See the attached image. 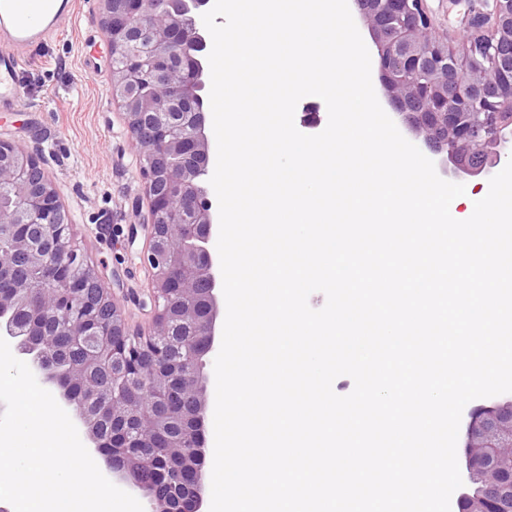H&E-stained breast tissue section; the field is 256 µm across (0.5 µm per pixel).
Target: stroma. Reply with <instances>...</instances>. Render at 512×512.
<instances>
[{"label":"stroma","mask_w":512,"mask_h":512,"mask_svg":"<svg viewBox=\"0 0 512 512\" xmlns=\"http://www.w3.org/2000/svg\"><path fill=\"white\" fill-rule=\"evenodd\" d=\"M72 24L33 49L17 108L0 112V140L38 150L72 218L75 251L99 271L131 330L154 315L147 178L123 108L112 95V55L100 0H77ZM440 40L461 47L473 12L490 0H426Z\"/></svg>","instance_id":"35a3bbf8"}]
</instances>
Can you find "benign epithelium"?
Listing matches in <instances>:
<instances>
[{"instance_id":"benign-epithelium-1","label":"benign epithelium","mask_w":512,"mask_h":512,"mask_svg":"<svg viewBox=\"0 0 512 512\" xmlns=\"http://www.w3.org/2000/svg\"><path fill=\"white\" fill-rule=\"evenodd\" d=\"M111 49H126L147 36L149 52L127 56L112 69V90L125 110L149 179L147 262L157 311L150 333L135 341L97 270L71 246V218L38 152L0 141V334L16 339L8 314L36 288L46 310L75 319L74 339L89 348L84 362L47 377L61 398L72 390L99 401L100 414L79 412L92 441L106 452L112 478L142 493L150 512H201L204 485L206 391L199 383L203 359L213 350L218 314L217 279L208 248L214 231L212 202L203 206L210 163L206 114L200 94L199 56L211 46L197 23L209 0H101ZM426 0H355L378 51L379 79L388 104L423 136L434 154L448 156L455 171L480 176L512 152V0L469 22L459 51L432 31ZM101 286L97 296L90 288ZM109 312L104 319L103 312ZM193 326L200 345L172 361L169 336ZM112 363V383L91 376ZM123 390L121 403L113 389ZM112 417V432L98 440L99 415ZM512 440V400L477 406L463 434L466 466L478 484L460 497V512H498L512 498V462L498 448ZM151 483H179L168 496H151Z\"/></svg>"}]
</instances>
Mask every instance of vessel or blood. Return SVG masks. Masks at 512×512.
Wrapping results in <instances>:
<instances>
[{"mask_svg": "<svg viewBox=\"0 0 512 512\" xmlns=\"http://www.w3.org/2000/svg\"><path fill=\"white\" fill-rule=\"evenodd\" d=\"M74 0H0V112L13 111L31 50L72 22Z\"/></svg>", "mask_w": 512, "mask_h": 512, "instance_id": "vessel-or-blood-1", "label": "vessel or blood"}]
</instances>
